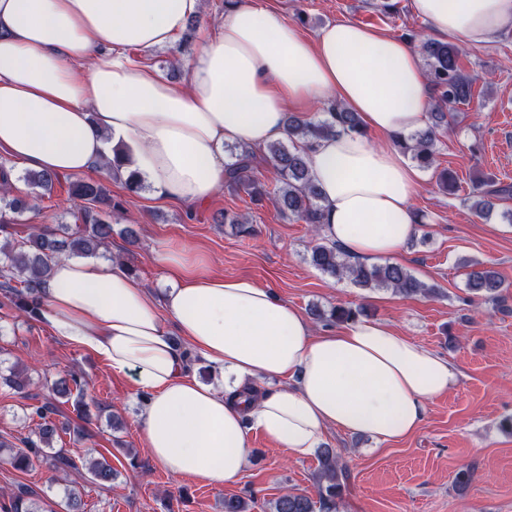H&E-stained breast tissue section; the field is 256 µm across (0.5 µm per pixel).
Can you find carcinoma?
Returning a JSON list of instances; mask_svg holds the SVG:
<instances>
[{"instance_id": "obj_1", "label": "carcinoma", "mask_w": 512, "mask_h": 512, "mask_svg": "<svg viewBox=\"0 0 512 512\" xmlns=\"http://www.w3.org/2000/svg\"><path fill=\"white\" fill-rule=\"evenodd\" d=\"M421 49L435 112L431 113V126L409 136L400 145L420 168L433 170L439 152L435 128L454 121L456 107L470 103L473 79L461 65L465 55L462 47L448 41H427L422 43ZM326 111L327 119L318 123L288 113L286 141L268 144L261 154L247 146L233 151L235 161L226 167L224 182L247 192L255 204L266 199L273 201L284 217L296 216L315 227L323 223L319 191L300 145L333 135L339 129L357 131L360 128L355 113L339 103L328 102ZM264 164L272 176L269 183H263L259 178ZM55 180L57 176L45 172L29 171L25 175V181L33 190L49 192ZM10 192L8 175L0 170V203L14 213L23 212L28 202L18 197L8 198ZM511 194L509 187H497L489 180L479 181L472 190L471 209L477 216L486 217L495 207L494 200ZM70 196L82 202L77 215V231H71L68 224L40 227L15 245L9 241L0 245V259L5 271L0 292L32 319L40 318L36 295L49 274L50 261L56 257L93 256L112 239V224L102 218L100 208L108 200L106 187L96 180H77L71 185ZM310 259L317 269L347 279L358 288L386 289L406 296L438 294V289L419 280L400 264L351 262L339 247L324 238L315 240ZM466 286L473 295L494 303L499 300L503 283L495 271L473 263L467 272ZM361 313L360 308L339 304L331 308L328 321L343 324L357 319ZM74 395L77 396V408L86 410L84 385L80 378L70 373L58 379L51 389L50 399L33 408L32 414L41 420L35 431L37 439L23 440L22 448L0 440V462L22 471L36 461L49 464L57 472L77 468L68 450L53 447L57 426L51 419L57 413L56 402L62 399L68 402ZM85 466L91 479L99 485L112 482L115 476L112 465L104 458L89 459ZM347 479L348 469L340 462L336 449L323 448L318 452L317 499L288 491L270 503V512H336ZM10 512L49 510L38 505L33 490L19 486L10 495Z\"/></svg>"}]
</instances>
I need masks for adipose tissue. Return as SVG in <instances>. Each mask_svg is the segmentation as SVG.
<instances>
[{
  "mask_svg": "<svg viewBox=\"0 0 512 512\" xmlns=\"http://www.w3.org/2000/svg\"><path fill=\"white\" fill-rule=\"evenodd\" d=\"M201 0H0V151L53 174L87 172L134 145L129 168L155 196L186 207L224 183L227 145L265 146L289 112L329 99L362 133L306 147L325 220L319 234L351 260L400 256L419 231V168L393 137L422 129L427 74L407 41L352 22L308 39L259 0H239L218 31L181 60L176 83L128 57L167 46ZM430 31L457 45L512 30V0H410ZM381 134L384 144L371 141ZM173 285L146 288L117 263L58 258L39 295L53 333L95 354L140 393L151 457L176 477L235 484L256 430L295 458L328 429L399 440L460 373L386 322L316 330L295 306L244 277L210 275L183 251L164 256ZM183 336L184 345L171 339ZM200 355L221 375L200 384Z\"/></svg>",
  "mask_w": 512,
  "mask_h": 512,
  "instance_id": "1",
  "label": "adipose tissue"
}]
</instances>
